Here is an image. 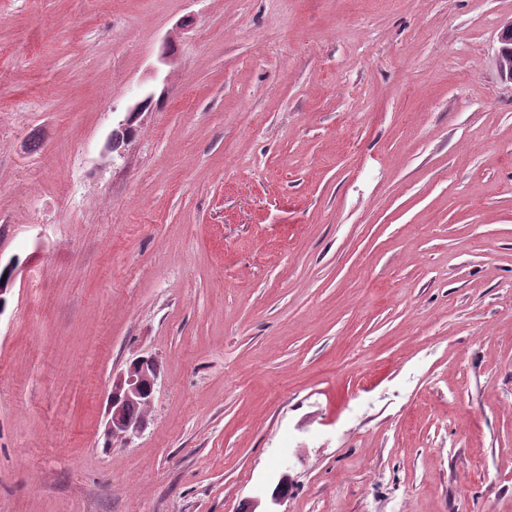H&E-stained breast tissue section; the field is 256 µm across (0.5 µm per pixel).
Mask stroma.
Segmentation results:
<instances>
[{
    "mask_svg": "<svg viewBox=\"0 0 512 512\" xmlns=\"http://www.w3.org/2000/svg\"><path fill=\"white\" fill-rule=\"evenodd\" d=\"M510 20L0 0V512H512ZM496 63L502 76L512 80V20L505 24L499 37ZM155 365L152 357H138L114 381L107 421V433L113 439L130 441L142 431V420L125 418L121 403L138 399L146 408L150 407L158 379V373L154 371ZM139 401L128 403L124 408L125 415L141 418L144 407Z\"/></svg>",
    "mask_w": 512,
    "mask_h": 512,
    "instance_id": "35a3bbf8",
    "label": "stroma"
}]
</instances>
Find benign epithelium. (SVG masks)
I'll list each match as a JSON object with an SVG mask.
<instances>
[{"label": "benign epithelium", "instance_id": "benign-epithelium-1", "mask_svg": "<svg viewBox=\"0 0 512 512\" xmlns=\"http://www.w3.org/2000/svg\"><path fill=\"white\" fill-rule=\"evenodd\" d=\"M499 43L496 54L498 69L502 76L512 80V20L503 26ZM138 111L139 107H134L112 130V150L121 148L123 135L137 119ZM157 379L155 360L142 356L134 359L126 372L120 374L114 381L108 409L107 433L109 436L129 441L140 434L143 428L142 420L124 417L121 403L137 399L144 406H150Z\"/></svg>", "mask_w": 512, "mask_h": 512}]
</instances>
